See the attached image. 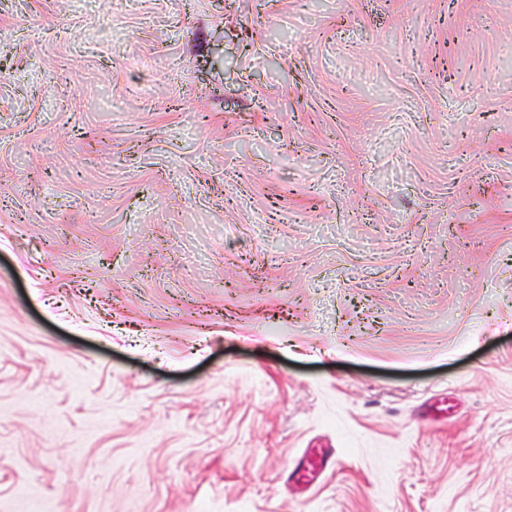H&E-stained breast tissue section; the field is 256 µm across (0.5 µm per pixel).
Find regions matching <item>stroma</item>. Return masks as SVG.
<instances>
[{"instance_id":"stroma-1","label":"stroma","mask_w":512,"mask_h":512,"mask_svg":"<svg viewBox=\"0 0 512 512\" xmlns=\"http://www.w3.org/2000/svg\"><path fill=\"white\" fill-rule=\"evenodd\" d=\"M244 507L512 512V0H0V512Z\"/></svg>"}]
</instances>
